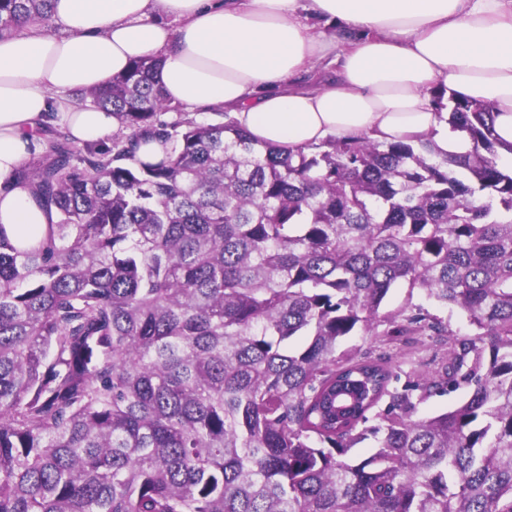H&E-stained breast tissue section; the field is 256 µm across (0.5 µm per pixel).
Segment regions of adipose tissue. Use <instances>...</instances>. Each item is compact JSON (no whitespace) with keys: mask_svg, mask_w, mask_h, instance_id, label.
Wrapping results in <instances>:
<instances>
[{"mask_svg":"<svg viewBox=\"0 0 512 512\" xmlns=\"http://www.w3.org/2000/svg\"><path fill=\"white\" fill-rule=\"evenodd\" d=\"M142 60L170 103L291 152L344 138L463 154L446 105L474 100L512 165V0H52L49 22L0 35V226L18 247L57 221L12 178L39 130L100 147L118 117L73 94Z\"/></svg>","mask_w":512,"mask_h":512,"instance_id":"ef3b65f1","label":"adipose tissue"}]
</instances>
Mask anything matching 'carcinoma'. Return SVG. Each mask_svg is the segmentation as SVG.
Listing matches in <instances>:
<instances>
[{"label":"carcinoma","instance_id":"obj_1","mask_svg":"<svg viewBox=\"0 0 512 512\" xmlns=\"http://www.w3.org/2000/svg\"><path fill=\"white\" fill-rule=\"evenodd\" d=\"M50 5L0 0V33ZM157 69L77 94L120 117L112 146L56 130L14 173L58 222L31 249L0 225V512H512V217H493L512 214V173L490 112L454 102L460 156L292 154L230 119L158 120L182 108ZM144 134L171 159L136 161ZM399 283L471 333L420 306L380 315ZM356 330L435 339L445 377L337 352ZM411 303L414 305H420L422 308L427 310L432 315H437L439 317H442L444 319H448L450 322L452 328L454 330L459 331V334L461 336L467 335L470 333V327L467 323V320L463 314H461L456 309L450 310L449 308H443L439 307L438 305L434 304L433 302L427 300L425 296L417 291L414 290L413 297L411 299ZM464 396L465 389L434 394L418 405L415 417L423 418L444 412L457 405Z\"/></svg>","mask_w":512,"mask_h":512}]
</instances>
